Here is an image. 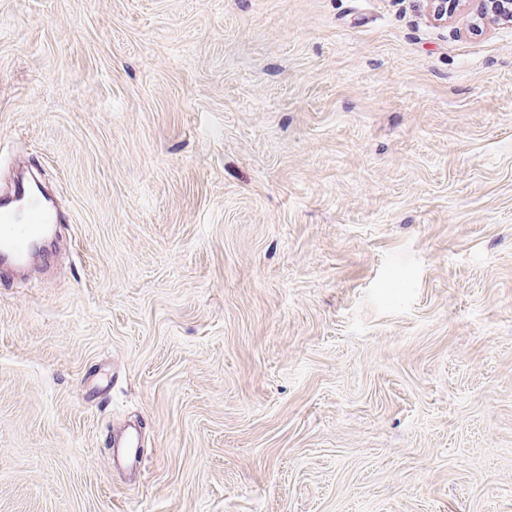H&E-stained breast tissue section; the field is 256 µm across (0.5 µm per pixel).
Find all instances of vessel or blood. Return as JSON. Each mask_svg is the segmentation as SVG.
<instances>
[{
    "mask_svg": "<svg viewBox=\"0 0 512 512\" xmlns=\"http://www.w3.org/2000/svg\"><path fill=\"white\" fill-rule=\"evenodd\" d=\"M63 219L55 204L31 183L17 182L10 194L0 197V260L27 264L40 239Z\"/></svg>",
    "mask_w": 512,
    "mask_h": 512,
    "instance_id": "b4317fda",
    "label": "vessel or blood"
}]
</instances>
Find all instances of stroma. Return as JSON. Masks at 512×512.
<instances>
[{
  "instance_id": "1",
  "label": "stroma",
  "mask_w": 512,
  "mask_h": 512,
  "mask_svg": "<svg viewBox=\"0 0 512 512\" xmlns=\"http://www.w3.org/2000/svg\"><path fill=\"white\" fill-rule=\"evenodd\" d=\"M0 0V512H512V23ZM141 467L108 446L128 424ZM64 220L55 204L28 181L17 182L0 198V257L4 262L26 265L37 243Z\"/></svg>"
}]
</instances>
